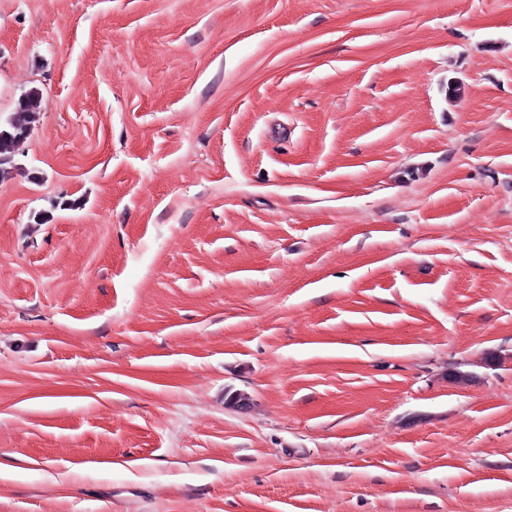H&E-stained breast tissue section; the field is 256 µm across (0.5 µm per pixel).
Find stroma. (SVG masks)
I'll use <instances>...</instances> for the list:
<instances>
[{
  "label": "stroma",
  "mask_w": 512,
  "mask_h": 512,
  "mask_svg": "<svg viewBox=\"0 0 512 512\" xmlns=\"http://www.w3.org/2000/svg\"><path fill=\"white\" fill-rule=\"evenodd\" d=\"M33 87L0 512H512V0H0Z\"/></svg>",
  "instance_id": "stroma-1"
}]
</instances>
